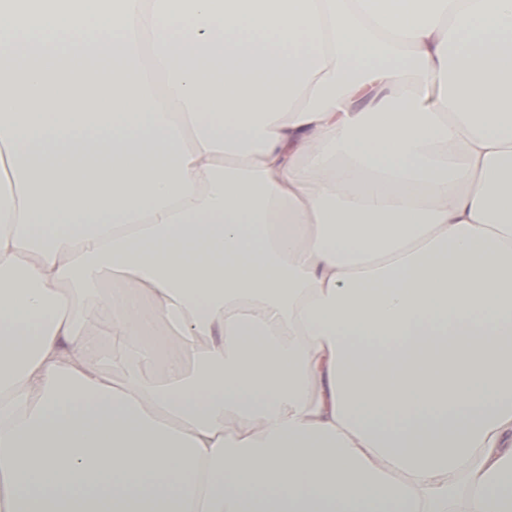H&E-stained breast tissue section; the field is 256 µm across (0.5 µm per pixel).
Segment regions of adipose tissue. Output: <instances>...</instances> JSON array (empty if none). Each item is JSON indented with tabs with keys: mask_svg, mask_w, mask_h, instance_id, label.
<instances>
[{
	"mask_svg": "<svg viewBox=\"0 0 512 512\" xmlns=\"http://www.w3.org/2000/svg\"><path fill=\"white\" fill-rule=\"evenodd\" d=\"M0 512H512V0H0ZM87 331L97 336L106 352L111 349V341L108 333L110 331V322L106 316L101 315L98 310L92 306L88 313Z\"/></svg>",
	"mask_w": 512,
	"mask_h": 512,
	"instance_id": "1",
	"label": "adipose tissue"
}]
</instances>
